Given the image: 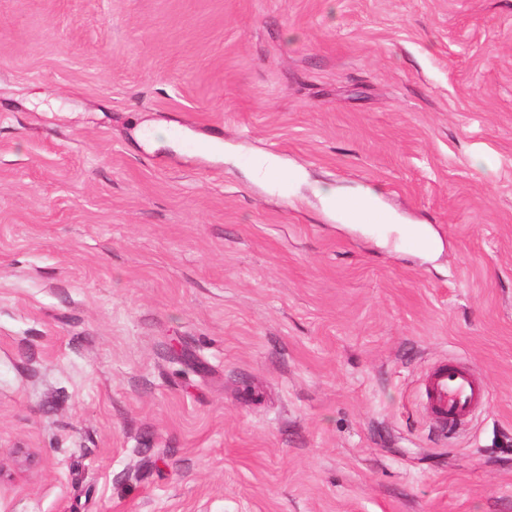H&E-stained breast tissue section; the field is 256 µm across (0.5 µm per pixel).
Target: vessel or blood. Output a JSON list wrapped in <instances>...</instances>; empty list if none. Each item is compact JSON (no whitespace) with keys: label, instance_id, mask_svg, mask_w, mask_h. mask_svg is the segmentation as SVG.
Wrapping results in <instances>:
<instances>
[{"label":"vessel or blood","instance_id":"vessel-or-blood-1","mask_svg":"<svg viewBox=\"0 0 512 512\" xmlns=\"http://www.w3.org/2000/svg\"><path fill=\"white\" fill-rule=\"evenodd\" d=\"M423 397L434 419L445 425L466 416L487 392L468 370L443 363L430 373Z\"/></svg>","mask_w":512,"mask_h":512}]
</instances>
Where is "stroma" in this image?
Returning a JSON list of instances; mask_svg holds the SVG:
<instances>
[{"label": "stroma", "instance_id": "obj_1", "mask_svg": "<svg viewBox=\"0 0 512 512\" xmlns=\"http://www.w3.org/2000/svg\"><path fill=\"white\" fill-rule=\"evenodd\" d=\"M0 512H512V0H0ZM331 198L336 203V207L341 208L343 210V214L350 219H355L354 215H353V214H355L357 216V218H361L366 221H369V223H371V224H379V222L381 220V216L377 212H371V211L367 210V208L362 203H359V202H351L347 205V208L353 214L346 211L343 208V204L346 200L356 198V199H362V200L368 201V202L374 204L379 209L375 199L371 196L337 197V198H336V196H331ZM423 397L434 419L446 426L485 402L487 392L468 370L443 363L428 376Z\"/></svg>", "mask_w": 512, "mask_h": 512}]
</instances>
